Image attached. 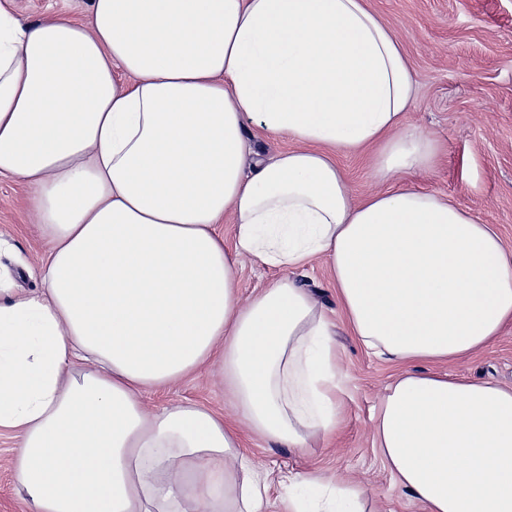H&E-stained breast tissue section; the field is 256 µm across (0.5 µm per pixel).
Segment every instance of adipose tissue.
<instances>
[{"label":"adipose tissue","mask_w":512,"mask_h":512,"mask_svg":"<svg viewBox=\"0 0 512 512\" xmlns=\"http://www.w3.org/2000/svg\"><path fill=\"white\" fill-rule=\"evenodd\" d=\"M415 95L365 0H90L32 24L0 0V179L34 187L47 241L38 291L0 281V430L30 512H266L244 435L301 450L342 422L334 322L290 276L317 258L352 335L402 367L374 434L396 483L425 512H512V388L412 369L512 325V256L436 194L356 197L336 163L428 172ZM250 122L293 148L248 159ZM244 257L288 274L241 300ZM214 363L235 422L144 408ZM281 486L285 512H366L319 471Z\"/></svg>","instance_id":"obj_1"}]
</instances>
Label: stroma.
<instances>
[{
	"instance_id": "1",
	"label": "stroma",
	"mask_w": 512,
	"mask_h": 512,
	"mask_svg": "<svg viewBox=\"0 0 512 512\" xmlns=\"http://www.w3.org/2000/svg\"><path fill=\"white\" fill-rule=\"evenodd\" d=\"M399 41L416 82L405 123L442 146L435 169L414 186L447 197L480 223L493 225L512 252V0H368ZM31 187L0 180V276L15 288H39L44 250ZM343 374L344 423L335 444L302 451L259 441L248 450L269 473L270 512H279L280 481L319 469L364 486L373 512H423L394 483L373 446L372 413L398 365L369 354L344 321L335 327ZM448 372L512 387V326L487 349L456 363H425ZM189 400L227 417L235 410L217 371L205 369L171 387L144 394L147 410ZM12 433H0V512H28L13 477Z\"/></svg>"
}]
</instances>
